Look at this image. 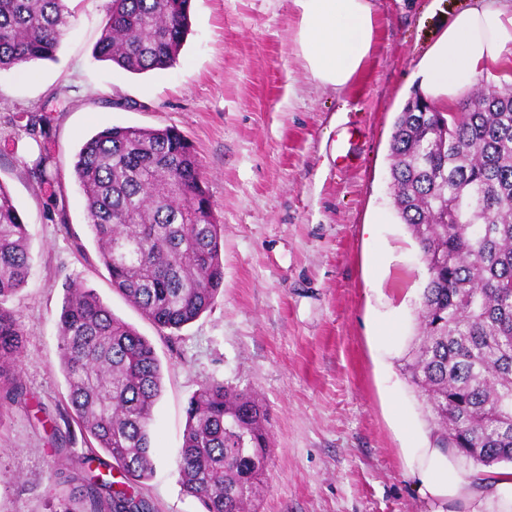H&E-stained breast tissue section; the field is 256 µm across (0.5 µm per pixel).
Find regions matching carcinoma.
<instances>
[{"instance_id":"obj_1","label":"carcinoma","mask_w":512,"mask_h":512,"mask_svg":"<svg viewBox=\"0 0 512 512\" xmlns=\"http://www.w3.org/2000/svg\"><path fill=\"white\" fill-rule=\"evenodd\" d=\"M73 0H0V70L56 59ZM191 0H107L96 57L141 74L176 64ZM37 143L31 173L51 185L47 117L17 115ZM390 152L394 207L427 267L420 333L402 370L421 391L448 447L492 467L512 463V93L488 91L448 112L416 96L399 113ZM88 230L112 285L161 329L178 331L212 308L224 286L221 225L190 143L169 128L107 127L76 154ZM26 224L0 184V391L23 390L7 370L24 338L10 302L25 286ZM67 407L90 438L87 463L48 483L55 512H150L149 479L161 365L152 343L114 316L94 289L65 283L58 319ZM270 447L257 395L213 381L186 408L176 461L182 491L202 512H245ZM123 481L112 480V470ZM70 485L68 495L58 486Z\"/></svg>"}]
</instances>
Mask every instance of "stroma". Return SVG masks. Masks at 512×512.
Instances as JSON below:
<instances>
[{"label": "stroma", "instance_id": "stroma-1", "mask_svg": "<svg viewBox=\"0 0 512 512\" xmlns=\"http://www.w3.org/2000/svg\"><path fill=\"white\" fill-rule=\"evenodd\" d=\"M373 48L344 89L312 79L296 41L293 0H191L176 64L145 74L96 60L105 0H77L58 59L0 70V185L30 236L31 271L14 297L25 335L24 398L0 397V512H50L48 478L85 455L68 424L57 319L63 285L93 287L154 346L162 395L152 426L151 512H202L175 460L185 409L204 384L255 392L272 431L255 512H425L395 450L387 394L413 417L423 397L396 360L418 333L427 272L393 205L389 144L421 89L427 49L475 0H371ZM21 112L55 133L53 210L31 175L35 142ZM180 131L223 226L224 290L179 332L144 318L112 286L87 232L75 155L105 127ZM390 333L391 347L373 339ZM65 437L67 457L55 456Z\"/></svg>", "mask_w": 512, "mask_h": 512}]
</instances>
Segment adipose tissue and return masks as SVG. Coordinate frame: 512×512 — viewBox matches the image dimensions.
<instances>
[{
    "instance_id": "adipose-tissue-1",
    "label": "adipose tissue",
    "mask_w": 512,
    "mask_h": 512,
    "mask_svg": "<svg viewBox=\"0 0 512 512\" xmlns=\"http://www.w3.org/2000/svg\"><path fill=\"white\" fill-rule=\"evenodd\" d=\"M297 42L313 80L344 88L360 72L374 41L370 0H293ZM512 60V0H479L456 13L427 50L421 84L436 107L456 104L490 66ZM404 441L396 455L428 512H512V465L493 470L445 447L434 427L392 414Z\"/></svg>"
}]
</instances>
